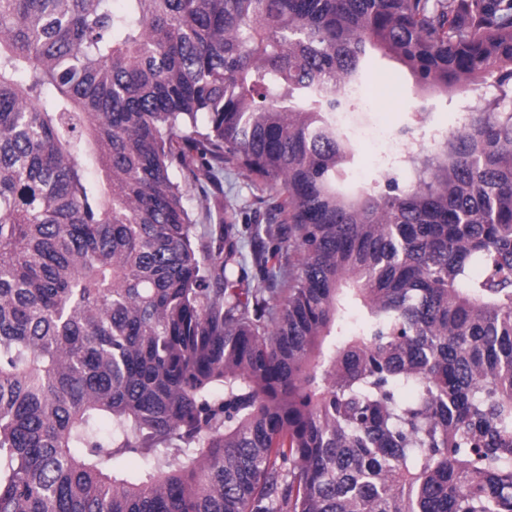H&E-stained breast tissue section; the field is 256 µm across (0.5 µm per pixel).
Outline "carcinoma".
<instances>
[{"label":"carcinoma","instance_id":"cac0c4a2","mask_svg":"<svg viewBox=\"0 0 512 512\" xmlns=\"http://www.w3.org/2000/svg\"><path fill=\"white\" fill-rule=\"evenodd\" d=\"M122 2L0 0V512H512V0ZM376 53L466 125L364 186ZM220 193L224 191V203L233 204L238 210L237 229L235 237L239 249L243 255L242 265L248 273V282L251 286L256 283L257 269L253 260V248L255 238L253 228L255 224L265 225L266 208L268 200L274 194L262 192L248 178L234 167H224V176L219 185ZM247 281L243 282L241 288H246ZM184 191L193 224H196V241L201 246L207 247L218 234L219 220L213 207L218 190L207 183L188 181Z\"/></svg>","mask_w":512,"mask_h":512}]
</instances>
